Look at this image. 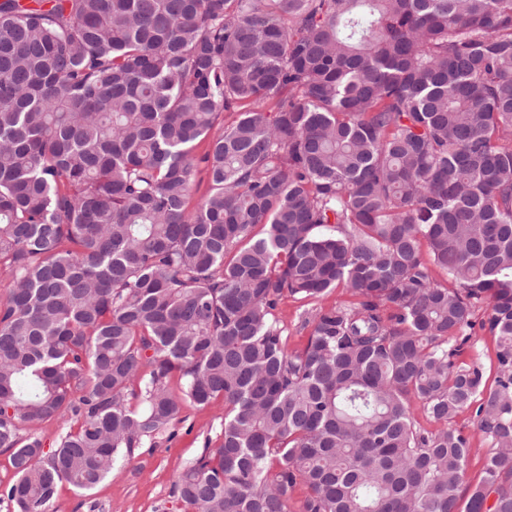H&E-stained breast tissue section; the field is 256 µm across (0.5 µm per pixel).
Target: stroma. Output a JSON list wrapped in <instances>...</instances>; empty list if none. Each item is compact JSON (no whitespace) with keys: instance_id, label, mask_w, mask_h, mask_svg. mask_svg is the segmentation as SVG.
<instances>
[{"instance_id":"1","label":"stroma","mask_w":512,"mask_h":512,"mask_svg":"<svg viewBox=\"0 0 512 512\" xmlns=\"http://www.w3.org/2000/svg\"><path fill=\"white\" fill-rule=\"evenodd\" d=\"M353 295L335 288L322 299L284 297L277 315L284 328L289 349L302 348L311 333L307 320L322 307L347 305ZM224 404L217 401L205 407L184 406L178 422L155 439L154 446L139 450L131 460L115 464L112 473L97 487L83 492L60 485L50 512H182L175 497L179 474L200 455L207 440L221 432Z\"/></svg>"}]
</instances>
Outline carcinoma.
Listing matches in <instances>:
<instances>
[{
    "instance_id": "1",
    "label": "carcinoma",
    "mask_w": 512,
    "mask_h": 512,
    "mask_svg": "<svg viewBox=\"0 0 512 512\" xmlns=\"http://www.w3.org/2000/svg\"><path fill=\"white\" fill-rule=\"evenodd\" d=\"M0 270L16 512L218 400L185 512H512V0H0ZM355 301V297L342 286L335 288L322 299H299L293 296L284 297L277 308V316L284 327V338L288 350L302 348L310 336L311 323L304 325V319L312 318V315L320 308L336 304L348 305ZM497 344L494 336L482 331L477 325L471 343L465 348L461 360L477 361L484 369L488 382L491 383L496 375ZM456 427L461 428L470 437L471 448H473L468 461L464 484V493L467 494L466 488L469 484L475 483L482 473L488 443L476 428L474 407L458 415L456 418ZM77 427L78 423L76 419L69 418L64 422L61 420H51L44 422L31 430V432L40 436L43 440L45 448L48 449L56 446V442L59 440L61 435L65 434L70 429L75 430Z\"/></svg>"
}]
</instances>
